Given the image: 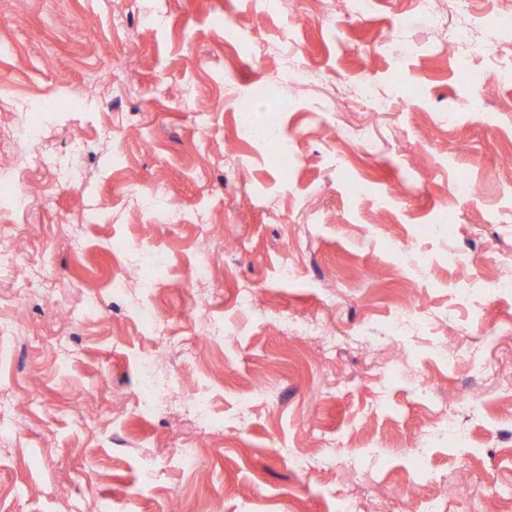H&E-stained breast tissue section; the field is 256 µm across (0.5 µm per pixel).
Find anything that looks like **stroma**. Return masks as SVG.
I'll return each instance as SVG.
<instances>
[{
    "label": "stroma",
    "instance_id": "stroma-1",
    "mask_svg": "<svg viewBox=\"0 0 512 512\" xmlns=\"http://www.w3.org/2000/svg\"><path fill=\"white\" fill-rule=\"evenodd\" d=\"M487 21L493 58L462 61L412 0H369L347 20L336 0H0V93L26 107L53 89L49 152L88 143L76 186L35 169L44 202L0 226V245L55 276L29 292L0 281V317L23 311L26 341L0 337V384L16 423L0 437V512H512V293L466 303L477 280L507 275L512 255V0H448ZM161 15L144 25L148 11ZM405 43V53L392 45ZM320 77L289 92L288 57ZM486 73L485 108H468V68ZM113 71L80 109L70 91ZM372 82L388 99L366 111ZM255 119L278 109L267 141ZM478 182V196L457 192ZM149 188L151 212L125 186ZM454 230L438 226L440 209ZM210 224L224 246L219 290L192 284ZM423 251L407 262L402 245ZM460 259L452 262L449 251ZM164 260L150 335L135 295L113 296L114 270ZM294 274L282 279V262ZM253 288L241 310L232 290ZM51 303H43V291ZM285 316L340 337L327 357L310 338L274 328ZM224 340L203 342L204 322ZM428 328H414L417 319ZM457 349L455 367L436 347ZM158 348L181 375L182 401L152 416L134 409L141 355ZM479 350L488 371L481 415L463 418L468 446L440 431L461 400ZM205 394L224 433L208 436L183 404ZM197 447L189 468L170 454ZM310 458L300 473L289 454ZM369 473L359 490L343 466ZM419 483L418 495L408 493Z\"/></svg>",
    "mask_w": 512,
    "mask_h": 512
}]
</instances>
